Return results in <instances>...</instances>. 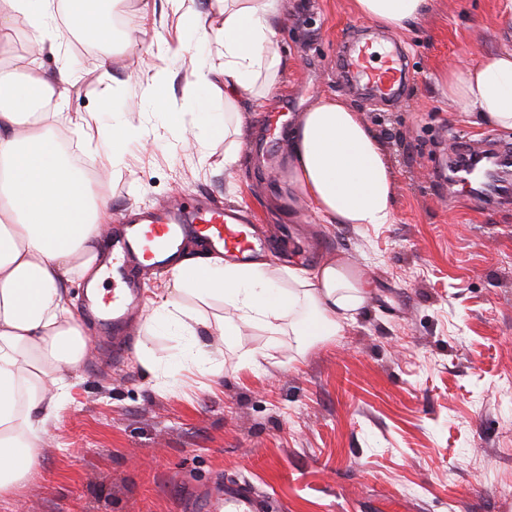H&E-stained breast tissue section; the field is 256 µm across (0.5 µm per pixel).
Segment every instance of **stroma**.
Here are the masks:
<instances>
[{"mask_svg": "<svg viewBox=\"0 0 512 512\" xmlns=\"http://www.w3.org/2000/svg\"><path fill=\"white\" fill-rule=\"evenodd\" d=\"M281 5L288 65L269 103L242 104L245 134L233 143L153 134L159 118L136 75L172 66L168 106L190 112L187 71L222 51L198 41L164 0L133 48H121L117 27L109 49L76 51L65 31L55 51L41 52L22 19L0 44V59L32 58L63 90L59 128L89 161L112 217L180 195L245 204L271 267L342 258L369 283L354 321L323 341L253 328L224 343L211 329L207 343L224 350L214 382L179 365L182 338L146 329L142 302L125 355H115L84 286L71 284L74 316L89 332L77 400L43 437L31 482L0 512H186L185 494L223 476L250 480L274 512H512V198L474 205L449 191L458 147L488 130L459 116L441 84L448 67L512 49V0H433L413 28L379 29V46H400L410 71L392 106L336 75L339 51L366 25L353 0ZM179 39L191 53L173 64L160 43ZM117 86V110L144 137L113 166L70 119L100 112ZM322 94L348 101L383 140L392 223H322L289 181L286 126L268 119L295 122ZM141 344L160 355L157 374L140 366Z\"/></svg>", "mask_w": 512, "mask_h": 512, "instance_id": "obj_1", "label": "stroma"}]
</instances>
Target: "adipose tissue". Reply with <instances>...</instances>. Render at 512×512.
<instances>
[{"mask_svg": "<svg viewBox=\"0 0 512 512\" xmlns=\"http://www.w3.org/2000/svg\"><path fill=\"white\" fill-rule=\"evenodd\" d=\"M69 23L89 42L109 44L105 18L115 0H65ZM222 26H198L199 40L223 46L219 64L193 68L186 93L207 137L231 133L229 113L244 101L265 100L278 83L284 59L279 30L281 0H209ZM54 0H0V39L25 19L38 49L52 47L48 20ZM432 0H354L356 13L380 26L403 30L418 24ZM171 70L146 76L148 97L165 134L181 137L187 115L170 111ZM223 96V111L211 103ZM448 99L476 126L512 133V50L477 65L448 71ZM55 88L34 61L0 62V500L33 473L38 444L60 409L74 402L88 335L72 313L68 283L99 287L110 263L109 201L66 156L55 131ZM291 180L325 224H389L393 221L394 174L381 138L359 112L337 95H322L287 132ZM363 271L343 259L312 269L267 263L226 262L220 257L184 261L150 300V327L174 330L187 343L184 359L200 374H223L200 331L209 322L200 310L212 300L228 312L221 335L233 338L260 326L279 331L296 309L295 335L320 340L339 333L365 303ZM198 308L187 306V299Z\"/></svg>", "mask_w": 512, "mask_h": 512, "instance_id": "1", "label": "adipose tissue"}]
</instances>
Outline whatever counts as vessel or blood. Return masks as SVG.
Wrapping results in <instances>:
<instances>
[{
  "mask_svg": "<svg viewBox=\"0 0 512 512\" xmlns=\"http://www.w3.org/2000/svg\"><path fill=\"white\" fill-rule=\"evenodd\" d=\"M340 78L352 79L385 103L400 98L403 63L393 51L374 58L368 45L353 43L341 59ZM459 171L479 164L483 177L468 194L482 202L512 193V146L488 140L485 150L458 152ZM205 240L211 250L228 260L245 263L257 250L251 220L238 208H216L199 200L172 202L149 212L127 216L120 236L112 241V266L105 276L112 281V295L103 302L102 314L117 332H125L128 313L136 302L140 285L133 269H169L178 260L184 240ZM191 512H264L265 505L253 487L245 482L218 483L212 495L192 500Z\"/></svg>",
  "mask_w": 512,
  "mask_h": 512,
  "instance_id": "1",
  "label": "vessel or blood"
}]
</instances>
